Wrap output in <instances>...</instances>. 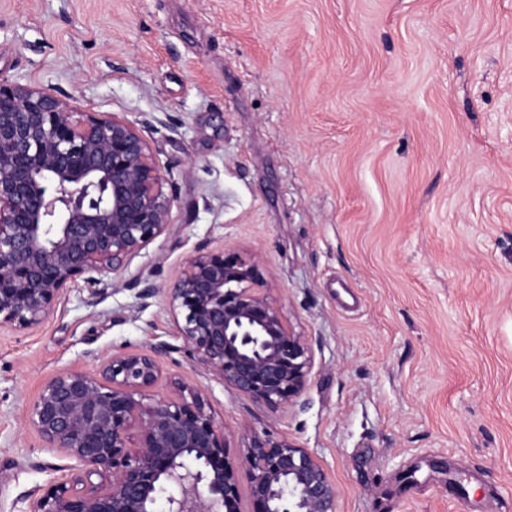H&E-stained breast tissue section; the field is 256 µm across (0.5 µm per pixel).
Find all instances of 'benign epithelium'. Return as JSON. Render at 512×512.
I'll return each mask as SVG.
<instances>
[{"mask_svg":"<svg viewBox=\"0 0 512 512\" xmlns=\"http://www.w3.org/2000/svg\"><path fill=\"white\" fill-rule=\"evenodd\" d=\"M166 185L133 123L0 81V327L34 328L78 279L123 270L170 225ZM264 281L259 256L201 247L168 298L193 359L278 408L304 392L313 352ZM168 350L159 342L115 354L96 375L70 371L44 384L30 422L76 471L25 496L24 512H336V485L303 448L254 436L234 465L200 395H153L156 355Z\"/></svg>","mask_w":512,"mask_h":512,"instance_id":"1","label":"benign epithelium"}]
</instances>
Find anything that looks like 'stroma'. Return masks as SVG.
<instances>
[{"mask_svg": "<svg viewBox=\"0 0 512 512\" xmlns=\"http://www.w3.org/2000/svg\"><path fill=\"white\" fill-rule=\"evenodd\" d=\"M0 80L135 123L175 194L125 270L0 328V512L72 465L42 385L159 341L153 394H200L231 463L268 434L336 512H512V0H0ZM202 245L260 256L314 351L296 403L186 352L166 290Z\"/></svg>", "mask_w": 512, "mask_h": 512, "instance_id": "35a3bbf8", "label": "stroma"}]
</instances>
